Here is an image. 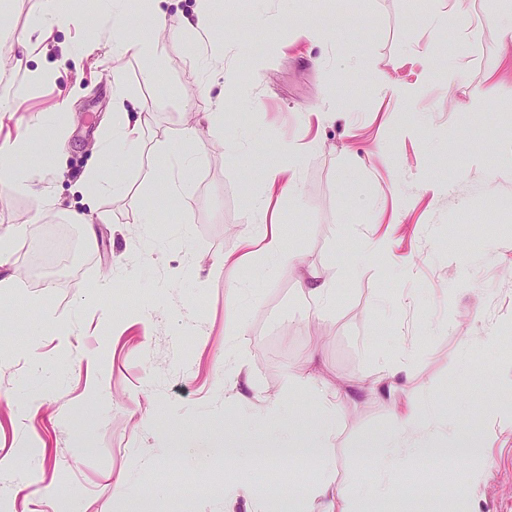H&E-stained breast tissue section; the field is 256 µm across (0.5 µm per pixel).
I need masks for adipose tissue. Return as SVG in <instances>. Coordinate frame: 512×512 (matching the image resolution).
Instances as JSON below:
<instances>
[{"label":"adipose tissue","mask_w":512,"mask_h":512,"mask_svg":"<svg viewBox=\"0 0 512 512\" xmlns=\"http://www.w3.org/2000/svg\"><path fill=\"white\" fill-rule=\"evenodd\" d=\"M195 21L191 28L202 41L207 61L220 63L224 60V19L215 14L209 0H196ZM111 31L114 46L123 52H131L143 59L145 64H153L157 54V42L151 37L136 40L128 39L127 18L121 6L111 10ZM113 102L117 118L112 123V133L103 139L101 150L105 156L129 160L136 156L143 141L144 127L147 123V105L141 101H129L121 83H114ZM55 121L43 122L28 127L24 132L0 141V187L16 194L30 195L38 188L30 171L12 168L11 160L19 155H38L54 157L57 144L70 135L67 120V103H60ZM192 130H184L175 153L176 167L162 178L166 197L173 202L181 201L185 193V171L192 165L195 152ZM268 202L260 200L258 217L263 229L258 236L259 253L267 264L269 271H276L284 264H291L295 256L288 251L279 230L267 228ZM293 390H311L325 396V419L322 431H329L331 422L338 416L347 398L340 387L326 380L312 359H305L298 373L292 375L289 384ZM429 422L418 402H410L397 414V427L388 438L382 441L383 458L395 462L409 448L425 449L426 442L421 435L427 431Z\"/></svg>","instance_id":"ef3b65f1"}]
</instances>
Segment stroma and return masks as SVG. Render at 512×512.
Wrapping results in <instances>:
<instances>
[{"mask_svg":"<svg viewBox=\"0 0 512 512\" xmlns=\"http://www.w3.org/2000/svg\"><path fill=\"white\" fill-rule=\"evenodd\" d=\"M326 2L212 0L223 70H207L182 31L160 38L151 81L137 56L113 50L108 0H68L81 25L42 27L41 0H0V109L12 115L0 132L72 99L60 163L14 161L42 165L41 194L0 190V234L27 227L0 267L16 282L0 289V309L22 313L0 321V512H224L232 480L268 496L270 512L300 489L320 512L309 443L351 489L382 486L352 512H454L443 489L465 459L409 455L391 467L378 453L396 409L419 398L449 426L439 447L480 440L489 478L464 512H512V435L483 431L512 403V216L497 208L512 200V39L497 24L512 0H348L341 24ZM443 12L447 27H431ZM30 31L41 50L26 56L13 40ZM38 67L55 81L17 95ZM230 75L244 99L228 97ZM116 78L148 101V125L118 168L122 189L90 203L74 184L97 161ZM218 106L214 128L201 116ZM188 127L202 151L185 197L143 226ZM285 143L300 162L295 195L285 179H261ZM264 196L297 265L225 267L259 231ZM74 212L98 215L96 238ZM60 230L77 237V268L31 273L32 246ZM377 239L385 250L363 255L361 242ZM311 269L332 283L329 303L302 288ZM241 333L243 371L228 387V339ZM313 351L351 395L326 436L320 399L288 389ZM385 351L408 363L390 404L367 391ZM286 428L299 456L252 457L280 447Z\"/></svg>","mask_w":512,"mask_h":512,"instance_id":"obj_1","label":"stroma"}]
</instances>
